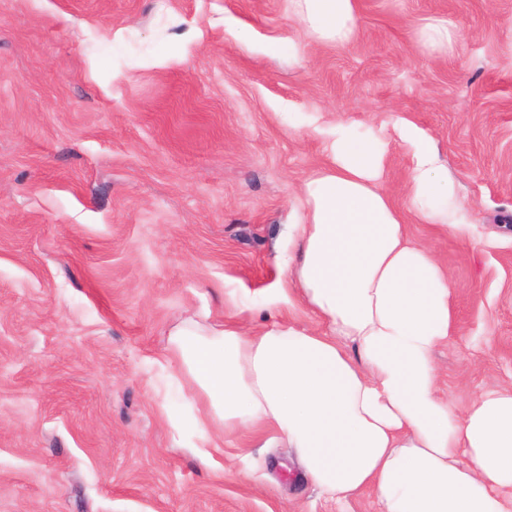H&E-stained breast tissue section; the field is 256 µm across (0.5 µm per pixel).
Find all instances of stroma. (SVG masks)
Wrapping results in <instances>:
<instances>
[{"label": "stroma", "mask_w": 512, "mask_h": 512, "mask_svg": "<svg viewBox=\"0 0 512 512\" xmlns=\"http://www.w3.org/2000/svg\"><path fill=\"white\" fill-rule=\"evenodd\" d=\"M357 8L349 45L296 57L289 0H0V512H376L369 490L325 502L245 431L203 461L164 360L187 318L260 325L236 297L281 281L341 120L380 142L385 191L448 271L440 394L461 414L512 387V0ZM429 18L453 55L418 51ZM397 118L439 150L474 238L407 214Z\"/></svg>", "instance_id": "obj_1"}]
</instances>
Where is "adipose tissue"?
Here are the masks:
<instances>
[{
    "mask_svg": "<svg viewBox=\"0 0 512 512\" xmlns=\"http://www.w3.org/2000/svg\"><path fill=\"white\" fill-rule=\"evenodd\" d=\"M308 37L339 47L358 29L356 0H292ZM459 34L431 19L416 31L425 55L452 52ZM415 152L406 185L424 224L468 236L470 206L431 142L401 126ZM331 164L301 187L278 257L284 285L240 302L267 320L251 332L187 321L166 360L191 387L208 457L213 434L249 429L292 448L325 499L364 488L377 512H512V388L483 393L456 413L437 393L434 349L453 334L446 270L411 241L382 189L384 153L340 123ZM302 305L323 325L274 319Z\"/></svg>",
    "mask_w": 512,
    "mask_h": 512,
    "instance_id": "1",
    "label": "adipose tissue"
}]
</instances>
